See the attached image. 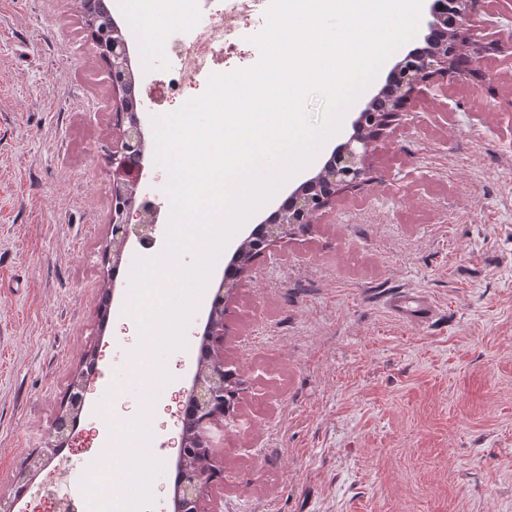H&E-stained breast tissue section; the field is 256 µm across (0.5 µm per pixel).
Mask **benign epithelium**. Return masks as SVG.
Instances as JSON below:
<instances>
[{"label": "benign epithelium", "mask_w": 512, "mask_h": 512, "mask_svg": "<svg viewBox=\"0 0 512 512\" xmlns=\"http://www.w3.org/2000/svg\"><path fill=\"white\" fill-rule=\"evenodd\" d=\"M481 0H444L445 8L431 13L428 26L445 31L453 27L448 42L433 54L412 56L392 74L389 100L371 119L373 134L357 143L349 142L336 152L331 163L308 184L294 191L262 226V253L284 242L301 224H314L341 187L359 189L367 181L365 159L374 144L383 141L389 126L387 118L395 116L400 122L411 112L413 100L440 79L456 74L470 73L464 63H473V54L499 48L492 39L479 49L471 50L470 27L475 21V6ZM97 53L108 62V80L112 86V268L117 269L131 237L140 242L153 239L152 232L157 223V208L147 199H139L138 187L143 178L145 159V137L138 116V102L134 94L135 76L129 67V46L122 30L115 26L105 35H93ZM138 217V223L130 218ZM236 287V283L225 279L211 302L212 312L207 314L204 333L219 346H224L226 327L224 321L215 320V312H224V290ZM95 370L90 365L86 374L71 380L69 386L70 410L73 414L82 411L85 402L88 375ZM224 355H219L205 372L194 373L191 387L185 391V401H193L204 414L196 435V442L210 459H215L213 430L224 428L235 422L230 412L215 408L217 397L224 388ZM54 447L66 448L75 438L72 420L60 416L52 427ZM213 490L208 474L201 470H186L176 490L180 503L192 501L201 506Z\"/></svg>", "instance_id": "obj_1"}]
</instances>
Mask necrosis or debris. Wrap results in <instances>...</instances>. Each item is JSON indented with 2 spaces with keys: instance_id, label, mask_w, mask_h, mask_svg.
Instances as JSON below:
<instances>
[{
  "instance_id": "1",
  "label": "necrosis or debris",
  "mask_w": 512,
  "mask_h": 512,
  "mask_svg": "<svg viewBox=\"0 0 512 512\" xmlns=\"http://www.w3.org/2000/svg\"><path fill=\"white\" fill-rule=\"evenodd\" d=\"M172 15L169 25L140 36L144 58L164 51L171 54L168 86L180 97L187 79L207 72L217 49L231 48L245 30L264 25L270 0H223L220 15L209 9L212 0H161Z\"/></svg>"
}]
</instances>
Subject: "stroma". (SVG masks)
<instances>
[{
    "mask_svg": "<svg viewBox=\"0 0 512 512\" xmlns=\"http://www.w3.org/2000/svg\"><path fill=\"white\" fill-rule=\"evenodd\" d=\"M501 48L478 74L439 81L368 159L370 184L343 190L318 223L255 260L226 301L224 359L244 382L238 422L217 450V512H512V0H496ZM427 27L395 51L313 161L286 180L216 259L185 348L166 368L185 389L225 268L266 213L315 176ZM170 58L135 68L145 133L138 194L158 210L154 246L131 241L103 306L112 237V89L76 0H0V500L56 512L86 501L98 433L137 391L129 341L100 323L124 314L136 259L166 248L170 173L155 162V117L177 111ZM437 305L431 324L398 320L385 296ZM97 365L72 446L33 476L87 350ZM178 416L151 430L163 463L143 512H172ZM66 466L68 480L56 479ZM25 493H18V486Z\"/></svg>",
    "mask_w": 512,
    "mask_h": 512,
    "instance_id": "stroma-1",
    "label": "stroma"
}]
</instances>
